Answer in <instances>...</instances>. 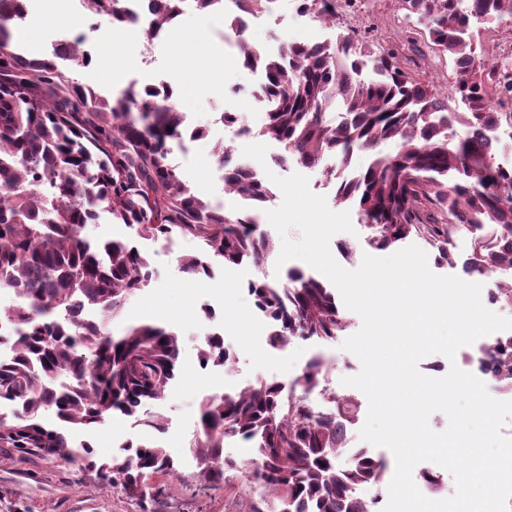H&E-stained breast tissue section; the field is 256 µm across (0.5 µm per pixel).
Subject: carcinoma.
<instances>
[{"label": "carcinoma", "mask_w": 512, "mask_h": 512, "mask_svg": "<svg viewBox=\"0 0 512 512\" xmlns=\"http://www.w3.org/2000/svg\"><path fill=\"white\" fill-rule=\"evenodd\" d=\"M188 1L202 12L220 2L149 0L146 37L164 31ZM90 2L94 13L132 23L122 0ZM338 2L300 0L326 24L336 21ZM400 2L423 26L429 48L454 60L456 92L468 111L437 119L447 102L392 47L375 50L346 36L334 45L293 44L272 56L245 41V64L262 73L255 96L273 102L259 134L308 167L332 153L345 168L354 151L396 142L394 154L373 156L349 178L325 170L338 181L336 202L357 206L379 250L415 235L450 263V240L470 234L465 270L504 273L512 269V173L495 164L498 145L487 129L512 122V112L492 104L497 94L512 96V75L499 62L485 66L474 30L512 17V0ZM267 3L232 0L224 24L239 34L246 16ZM20 17L18 0H0V288L19 298L0 311V329L8 328L0 345L11 351L0 359V401L14 407L12 418L0 416V448L46 459L63 455L128 497L154 501L163 489L147 485L145 476L175 473L165 448L131 443L126 453L100 462L91 444L75 445L70 432L91 431L116 414L163 431L165 420L154 408L176 377L181 341L156 324L130 325L117 335L108 330L152 271L133 241L100 244L83 229L103 205L140 238L192 237L201 254L182 257L181 267L209 277L212 257L259 266L271 253L260 231V210L271 191L221 145L215 156L227 170L224 193L251 206L232 214L197 198L170 158L185 122L174 90L132 84L113 102L101 99L54 60L29 58L13 45L9 24ZM55 56L75 67L90 62L78 41L61 44ZM338 103L348 113L340 124L325 119ZM247 288L270 320L276 348L298 338L332 340L347 328L332 291L302 270L281 285L255 279ZM479 352L493 353L496 382L512 390V338H497ZM199 358L229 365L221 334L204 335ZM324 368L320 356L305 366L304 391L319 385ZM334 404L333 418L317 417L305 402L286 403L278 385L263 382L203 399L201 431L191 445L199 481L221 484L234 470L244 484H262L252 512H375L379 496L364 498L359 489L380 486L387 462L367 448L345 451L343 432L357 418L358 404L349 396ZM48 407L63 428L41 420ZM236 437L253 443L255 457L224 458L225 440Z\"/></svg>", "instance_id": "obj_1"}]
</instances>
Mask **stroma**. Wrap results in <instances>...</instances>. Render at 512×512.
Masks as SVG:
<instances>
[{
    "mask_svg": "<svg viewBox=\"0 0 512 512\" xmlns=\"http://www.w3.org/2000/svg\"><path fill=\"white\" fill-rule=\"evenodd\" d=\"M361 17L365 23L378 26L381 38L388 42L406 39L417 30L415 19L406 17L399 0H364ZM71 23L45 21L39 10H30L25 27L37 33L35 43L22 45L30 57L49 55L53 44L79 35L83 50L92 61L89 66L62 68L81 85L94 89L100 96L115 99L129 85H145L160 80L172 82L174 100L184 112L187 128L204 127L206 137L174 146L171 159L181 178L197 194L212 205L238 208L237 199L224 193V171L215 159V149L224 144L234 150L235 160H243L244 141L225 136L215 120L219 113L234 112L238 123L259 130L263 107L252 97L259 76L243 67L237 52L214 54L211 40H223L224 17L220 14L202 15L194 8H185L181 22L184 36L202 31L206 41L192 47H178L173 31L164 32L150 40L144 34L129 35L124 49L129 63L113 71L112 59L106 49L112 42V26L107 17L78 8L75 0H67ZM334 41L339 30L324 29L322 23L310 18L293 20L288 12V0H270L263 13V23L252 34L253 42L276 51L281 47L308 43L316 34ZM265 163L277 177L286 178L299 173L309 179L315 194L324 196L328 207H335V186L328 183L322 169L306 168L296 161L277 163L283 154L281 144L267 141ZM352 232L335 234L330 251L345 269H357L364 255L373 254L369 244L372 232L351 214ZM138 248L148 258L153 275L148 284L134 294L125 306L120 319L113 322L114 331L149 318L150 322L177 332L182 341L178 378L162 405L167 423L165 433L144 426H131L129 421L114 417L98 425L88 436L98 457L108 458L114 446L127 439L156 440L179 462L174 476L152 475L148 484L163 488L156 501L141 503L119 489L104 487L96 472L73 465L52 462L36 455L20 456L8 449L0 450V512H251L257 496L242 487L235 475H227L223 484H201L197 464L187 462V448L200 431V401L209 394L233 393L261 381L288 380L298 376L311 355L320 353L326 359L325 372L337 383L336 392L360 400L358 417L351 427L355 447H363L359 433L364 426L368 407L359 389L342 385V378L356 375L361 363L341 347L340 341H298L279 350L267 343L269 322L256 308L246 285L258 277L272 283L286 279V270L268 259L261 267L243 263L224 264L212 261L214 274L204 281L183 272L181 257L199 253L197 240L173 236L171 241L138 240ZM216 311L215 328L224 338L231 355L227 367L200 366L199 348L206 331L204 306Z\"/></svg>",
    "mask_w": 512,
    "mask_h": 512,
    "instance_id": "1",
    "label": "stroma"
}]
</instances>
